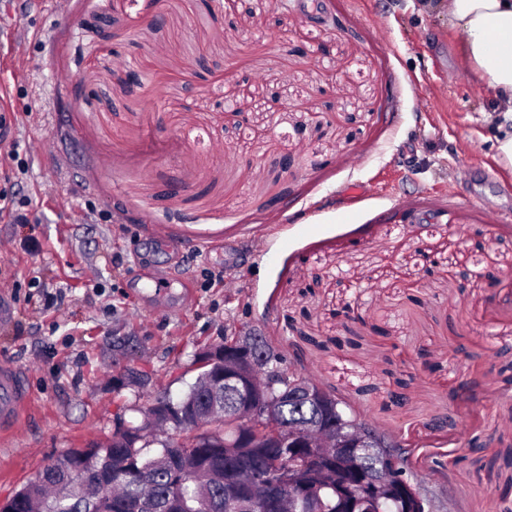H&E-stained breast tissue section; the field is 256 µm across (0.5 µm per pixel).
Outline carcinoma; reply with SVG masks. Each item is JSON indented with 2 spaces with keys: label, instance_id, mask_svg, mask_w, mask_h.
<instances>
[{
  "label": "carcinoma",
  "instance_id": "1",
  "mask_svg": "<svg viewBox=\"0 0 512 512\" xmlns=\"http://www.w3.org/2000/svg\"><path fill=\"white\" fill-rule=\"evenodd\" d=\"M182 402L199 416H207L212 406L207 369L189 386ZM280 418L307 427L320 422L313 405L291 399ZM181 432L185 433L183 442L163 444L165 449H185L173 466L154 462L163 448L152 450L140 436L116 433L103 445L92 443L66 454L89 471L107 468L108 484H91L69 496L67 487L76 478L55 462L1 504L0 512H175L173 500L193 505L199 487L209 489L210 498L198 512H237L236 494L254 499L253 512H269L264 504L282 492L279 473L289 458L304 453L302 448L288 447L226 448L222 429L209 434L185 427ZM354 452L359 460L354 469L332 459L317 471L301 472L295 480L297 498L287 512H311V496L316 491L322 499L321 512H405L403 493L393 486L415 477L412 450L395 449L399 464L394 469L379 448H356Z\"/></svg>",
  "mask_w": 512,
  "mask_h": 512
}]
</instances>
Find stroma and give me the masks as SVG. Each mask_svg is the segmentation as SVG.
Segmentation results:
<instances>
[{
    "label": "stroma",
    "mask_w": 512,
    "mask_h": 512,
    "mask_svg": "<svg viewBox=\"0 0 512 512\" xmlns=\"http://www.w3.org/2000/svg\"><path fill=\"white\" fill-rule=\"evenodd\" d=\"M224 14L216 0H0V188L19 146L31 201L29 223L0 214V365L32 393L0 438V503L180 397L200 349L255 328L411 443L451 512H501L512 166L496 98L437 0Z\"/></svg>",
    "instance_id": "35a3bbf8"
}]
</instances>
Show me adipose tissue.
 I'll list each match as a JSON object with an SVG mask.
<instances>
[{
  "label": "adipose tissue",
  "mask_w": 512,
  "mask_h": 512,
  "mask_svg": "<svg viewBox=\"0 0 512 512\" xmlns=\"http://www.w3.org/2000/svg\"><path fill=\"white\" fill-rule=\"evenodd\" d=\"M448 24L477 78L499 99L497 151L512 166V0H448Z\"/></svg>",
  "instance_id": "ef3b65f1"
}]
</instances>
